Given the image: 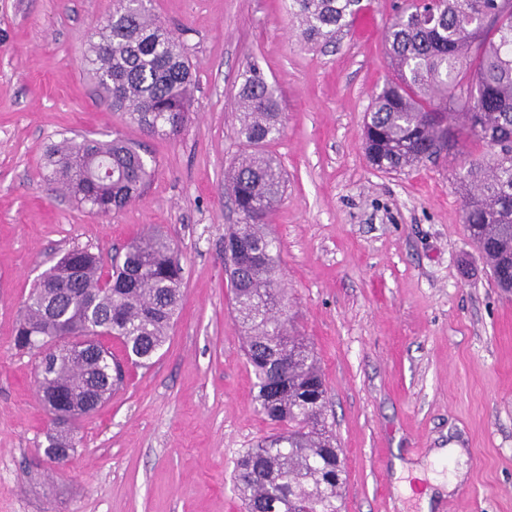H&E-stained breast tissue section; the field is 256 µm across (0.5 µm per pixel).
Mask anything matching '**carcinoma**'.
<instances>
[{
	"mask_svg": "<svg viewBox=\"0 0 512 512\" xmlns=\"http://www.w3.org/2000/svg\"><path fill=\"white\" fill-rule=\"evenodd\" d=\"M361 0H289L307 42H330L349 28ZM103 42L86 58L112 108L151 134L177 136L189 119L194 80L173 33L146 0H121ZM395 80L376 95L363 149L377 169L418 166L435 153L439 115L453 129L448 153L462 158L458 183L469 237L500 288L512 280V0H405L385 34ZM236 135L244 153L227 177L243 223L224 233V251L249 249L254 261L224 263L245 357L255 377L256 411L278 427L238 460L236 488L246 512H341V449L325 420L326 383L309 341L292 334L288 296L278 281L279 249L265 231L286 176L266 153L282 132L280 97L254 64L238 91ZM480 144L489 157H470ZM50 180L97 215L140 196L153 173L136 145L120 138L65 139L49 149ZM183 266L160 232L132 239L104 273L100 255L74 248L43 272L25 298L14 343L36 351L45 405L96 411L124 375L101 338L119 341L133 363L149 367L168 339L182 300ZM72 443L50 426L44 447Z\"/></svg>",
	"mask_w": 512,
	"mask_h": 512,
	"instance_id": "cac0c4a2",
	"label": "carcinoma"
}]
</instances>
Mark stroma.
<instances>
[{
	"instance_id": "obj_1",
	"label": "stroma",
	"mask_w": 512,
	"mask_h": 512,
	"mask_svg": "<svg viewBox=\"0 0 512 512\" xmlns=\"http://www.w3.org/2000/svg\"><path fill=\"white\" fill-rule=\"evenodd\" d=\"M116 0H0V512H241L238 459L273 424L231 314L224 228L239 217L224 176L242 76L276 83L284 129L268 150L287 184L270 214L295 330L312 342L326 419L344 453L342 512H512V291L497 288L442 157L404 173L370 166L361 132L393 72L386 27L403 0H361L350 30L310 44L288 0H150L196 79L189 120L153 137L99 96L84 55ZM121 137L151 161L142 196L90 214L48 184L63 138ZM184 267L183 302L148 368L76 423L55 465L40 358L14 347L22 302L65 252L103 261L148 228ZM437 448L460 456L432 458Z\"/></svg>"
}]
</instances>
